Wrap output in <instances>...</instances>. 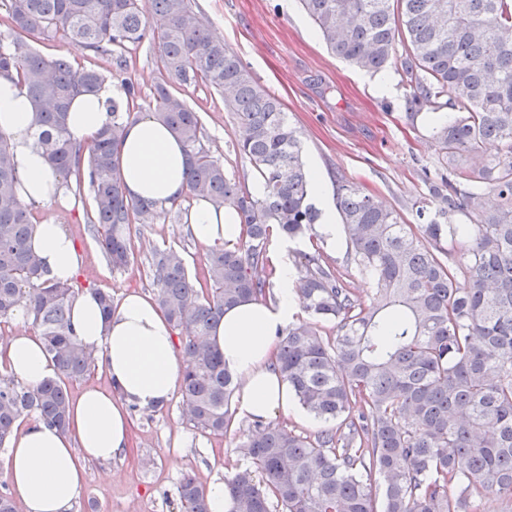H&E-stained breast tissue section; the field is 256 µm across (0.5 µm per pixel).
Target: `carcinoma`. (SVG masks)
Returning <instances> with one entry per match:
<instances>
[{
	"mask_svg": "<svg viewBox=\"0 0 512 512\" xmlns=\"http://www.w3.org/2000/svg\"><path fill=\"white\" fill-rule=\"evenodd\" d=\"M11 25L0 31V75L28 90L50 166L75 193L88 186V223L112 269L134 260L131 225L156 223L198 197L232 208L244 245L212 247L204 281L180 251L152 252L156 302L180 337L179 391L197 430L226 433L237 380L210 341L224 310L269 293L263 245L271 228L306 239L296 294L308 318L281 334L276 359L299 404L321 427L313 436L258 422L235 447L247 466L225 479L233 512H478L489 493L512 508V0H301L336 56L379 71L396 44L407 99L449 108L432 127L437 166L425 170L418 223L358 186L339 180L338 229L375 297L343 279L316 230L321 212L298 130L281 102L256 83L239 56L209 34L191 0H0ZM62 35L127 66L129 46L155 34L161 80L155 119L183 142L188 194L167 208L127 196L118 147L143 109L131 82L112 101V122L87 146L74 144L68 108L104 81L92 66L18 54L24 38ZM201 82L224 97L238 123V148L261 191L228 178L201 145L197 112L176 88ZM496 153L488 154L489 145ZM17 171L0 134V321L27 309L56 378L29 388L0 379V447L18 420L68 427L69 384L98 357L74 335L75 283L42 277L29 240L31 211L17 199ZM460 251H455L459 242ZM334 324V335L323 331ZM179 512H208L191 475L177 487Z\"/></svg>",
	"mask_w": 512,
	"mask_h": 512,
	"instance_id": "carcinoma-1",
	"label": "carcinoma"
}]
</instances>
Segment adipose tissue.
Masks as SVG:
<instances>
[{
    "label": "adipose tissue",
    "mask_w": 512,
    "mask_h": 512,
    "mask_svg": "<svg viewBox=\"0 0 512 512\" xmlns=\"http://www.w3.org/2000/svg\"><path fill=\"white\" fill-rule=\"evenodd\" d=\"M118 95L107 81L97 92L72 100L67 128L74 143L94 140L111 121L109 103ZM0 133L10 138L20 201L75 207L63 177L36 143L32 102L13 76H0ZM119 155L128 195L167 206L186 193L184 145L161 121L144 117L127 123ZM187 222L194 238L206 246H233L242 232L234 210L215 208L203 199L193 203ZM31 244L48 279L70 282L76 278L81 254L64 225L36 224ZM295 283L293 265L287 256H279L275 301L241 303L225 311L211 331L225 366L240 384L236 407L242 417L264 420L297 411L276 362L279 335L300 307ZM70 318L81 344L98 354L113 388L85 387L70 408L69 432L35 421L13 436L6 472L25 512H68L85 482L87 464L110 461L128 448L129 405L150 409L162 404L172 396L180 377L174 329L152 299L126 295L106 318L94 292L86 289L76 294ZM26 320L25 311L16 312L17 329L0 358L23 385L35 387L54 377L56 369L39 336L27 331Z\"/></svg>",
    "instance_id": "adipose-tissue-1"
}]
</instances>
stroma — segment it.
I'll use <instances>...</instances> for the list:
<instances>
[{"label":"stroma","mask_w":512,"mask_h":512,"mask_svg":"<svg viewBox=\"0 0 512 512\" xmlns=\"http://www.w3.org/2000/svg\"><path fill=\"white\" fill-rule=\"evenodd\" d=\"M204 22L218 32L259 85L275 93L301 133L309 170L327 184L328 200L336 183L346 178L364 192L385 200L408 223L427 195L424 168L436 156L430 139L433 116H408L402 73L388 66L378 73L362 71L336 57L316 33L299 0H195ZM29 49L47 57H65L98 69L115 85L132 82L149 96L159 78L160 44L147 40L128 55L125 71L110 58L94 54L63 37L32 41ZM186 103L200 117L203 147L224 165L227 177L255 186L257 178L237 148V126L220 95L203 85L181 87ZM80 207L32 205L36 222L65 225L81 248L80 289H102L120 302L128 292L156 293L149 267L152 250H179L192 276L205 272L206 249L184 218L168 215L155 224L132 227L135 259L123 271L110 268L96 235L85 222L92 208L89 191ZM128 450L109 463L91 465L86 483L69 512H177V486L183 474L202 485L226 479L240 458L238 442L250 421L234 419L226 435L193 428L182 410L180 394L153 409L131 412Z\"/></svg>","instance_id":"1"}]
</instances>
